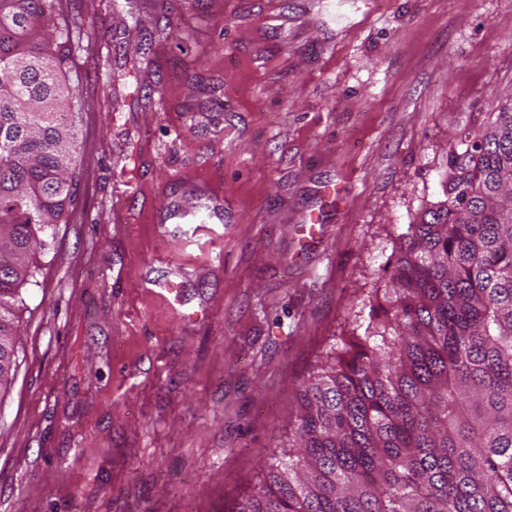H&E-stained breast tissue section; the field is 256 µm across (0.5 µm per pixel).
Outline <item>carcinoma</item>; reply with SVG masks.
I'll use <instances>...</instances> for the list:
<instances>
[{"label": "carcinoma", "mask_w": 512, "mask_h": 512, "mask_svg": "<svg viewBox=\"0 0 512 512\" xmlns=\"http://www.w3.org/2000/svg\"><path fill=\"white\" fill-rule=\"evenodd\" d=\"M54 0H0V389L33 259L67 222L81 97ZM448 154L383 295L298 388L231 512H512V95Z\"/></svg>", "instance_id": "obj_1"}]
</instances>
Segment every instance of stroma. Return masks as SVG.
<instances>
[{
    "mask_svg": "<svg viewBox=\"0 0 512 512\" xmlns=\"http://www.w3.org/2000/svg\"><path fill=\"white\" fill-rule=\"evenodd\" d=\"M55 7L81 149L0 393V512H227L512 94V0ZM145 42L137 80L98 64Z\"/></svg>",
    "mask_w": 512,
    "mask_h": 512,
    "instance_id": "1",
    "label": "stroma"
}]
</instances>
